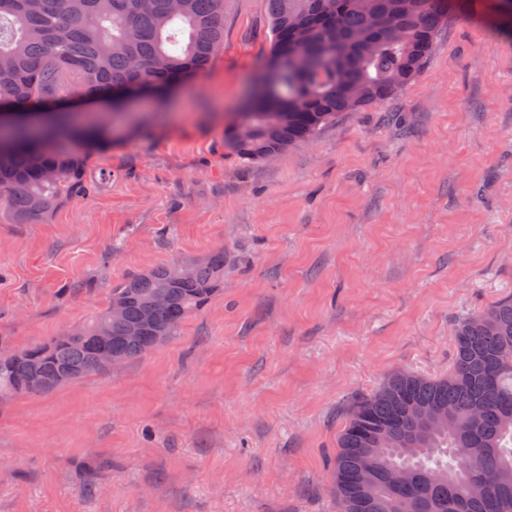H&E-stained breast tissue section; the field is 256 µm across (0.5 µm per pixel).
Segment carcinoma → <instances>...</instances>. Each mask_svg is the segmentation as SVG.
I'll list each match as a JSON object with an SVG mask.
<instances>
[{
	"instance_id": "1",
	"label": "carcinoma",
	"mask_w": 512,
	"mask_h": 512,
	"mask_svg": "<svg viewBox=\"0 0 512 512\" xmlns=\"http://www.w3.org/2000/svg\"><path fill=\"white\" fill-rule=\"evenodd\" d=\"M469 0H268V99L239 113L227 146L253 163L314 137L344 112L391 98L424 68L437 33ZM381 16V27L370 21ZM297 24L305 41L290 33ZM224 40V0H0V107L25 112L72 94L110 99L119 90L163 94L207 68ZM69 113L57 122L0 125V203L21 224L44 221L84 191L90 150L71 147ZM159 265L112 285L109 306L78 327L0 358V398L47 394L108 369L95 337L129 361L175 335L224 284V250ZM166 308L151 313L154 301ZM122 311L112 314V305ZM141 329L137 341L130 329ZM439 416L413 441V416ZM412 469L407 484L392 471ZM366 467L378 472L370 512H512V297L455 323L452 369L427 377L398 370L350 408L331 460L336 512H357Z\"/></svg>"
}]
</instances>
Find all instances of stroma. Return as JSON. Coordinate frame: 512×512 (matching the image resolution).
Instances as JSON below:
<instances>
[{
	"instance_id": "1",
	"label": "stroma",
	"mask_w": 512,
	"mask_h": 512,
	"mask_svg": "<svg viewBox=\"0 0 512 512\" xmlns=\"http://www.w3.org/2000/svg\"><path fill=\"white\" fill-rule=\"evenodd\" d=\"M445 22L396 96L246 164L225 143L271 54L267 0H224L207 69L113 114L87 195L0 205V352L77 328L112 284L224 252V286L146 357L0 399V512H336L353 401L452 365L456 317L512 293V38ZM104 464L86 481L77 467Z\"/></svg>"
}]
</instances>
